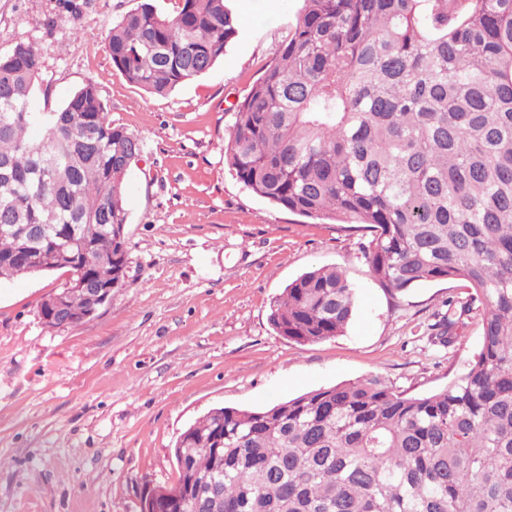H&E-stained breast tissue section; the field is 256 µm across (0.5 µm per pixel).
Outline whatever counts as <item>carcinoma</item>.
<instances>
[{
  "mask_svg": "<svg viewBox=\"0 0 512 512\" xmlns=\"http://www.w3.org/2000/svg\"><path fill=\"white\" fill-rule=\"evenodd\" d=\"M276 62L232 112L224 155L245 189L289 212L361 224L391 295L464 282L431 325L444 343L478 316L460 379L408 396L377 377L259 409L214 408L180 435L189 512H512V0H303ZM241 30L232 0H153L112 24L115 73L166 96L207 74ZM38 46L0 54V280L127 271L126 176L140 139L95 80L53 112L35 100ZM114 224L112 233L98 230ZM356 288L335 265L288 284L269 321L290 341L345 333ZM56 224H1L0 230L4 232H15L20 230L21 234L31 245H37L47 233L53 230Z\"/></svg>",
  "mask_w": 512,
  "mask_h": 512,
  "instance_id": "carcinoma-1",
  "label": "carcinoma"
}]
</instances>
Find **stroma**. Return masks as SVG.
<instances>
[{
	"mask_svg": "<svg viewBox=\"0 0 512 512\" xmlns=\"http://www.w3.org/2000/svg\"><path fill=\"white\" fill-rule=\"evenodd\" d=\"M0 0V52L37 43V101L58 109L96 80L114 124L142 141L127 176L128 272L92 319L50 329L39 305L65 271L0 282V512H139L178 478L180 434L218 407L256 409L370 376L409 395L440 391L479 349L478 319L446 348L426 334L463 283L394 297L362 255L368 235L280 209L224 162L230 108L278 56L301 0H233L239 37L206 75L153 96L112 69L105 36L140 0ZM55 15V27H44ZM344 268L357 286L343 335L301 345L270 308L312 268Z\"/></svg>",
	"mask_w": 512,
	"mask_h": 512,
	"instance_id": "1",
	"label": "stroma"
}]
</instances>
